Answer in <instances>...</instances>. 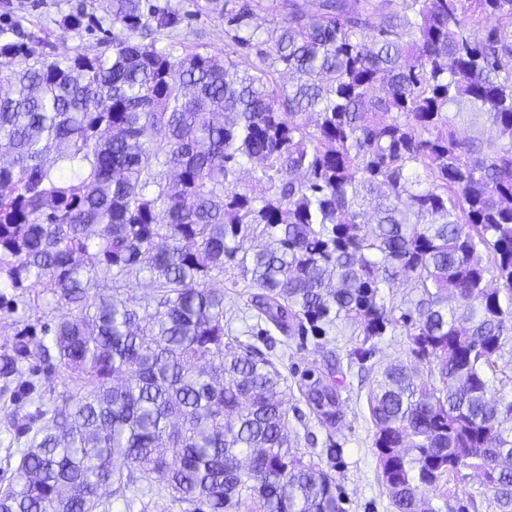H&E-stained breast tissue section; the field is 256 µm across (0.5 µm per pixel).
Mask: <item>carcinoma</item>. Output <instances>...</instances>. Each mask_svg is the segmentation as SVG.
Masks as SVG:
<instances>
[{
  "instance_id": "cac0c4a2",
  "label": "carcinoma",
  "mask_w": 512,
  "mask_h": 512,
  "mask_svg": "<svg viewBox=\"0 0 512 512\" xmlns=\"http://www.w3.org/2000/svg\"><path fill=\"white\" fill-rule=\"evenodd\" d=\"M258 7L226 11L222 58L143 44L190 16L153 0H109L110 53L48 62L0 41V423L18 458L0 512L154 494L181 512H345L335 476L294 451L287 378L225 333L211 282L229 269L265 334L354 321L365 361L400 327L428 363L368 393L395 512L429 492L478 512L467 467L512 512V400L488 396L512 341V0H288L263 39ZM252 49L261 66L239 67ZM463 112L496 135L458 138ZM140 272L151 314L123 290ZM400 278L417 296L397 304ZM299 391L334 427L333 386Z\"/></svg>"
}]
</instances>
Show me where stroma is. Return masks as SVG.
<instances>
[{
    "label": "stroma",
    "mask_w": 512,
    "mask_h": 512,
    "mask_svg": "<svg viewBox=\"0 0 512 512\" xmlns=\"http://www.w3.org/2000/svg\"><path fill=\"white\" fill-rule=\"evenodd\" d=\"M105 5V0H0V30L23 48L53 58L76 49L89 54L108 51L112 48V24ZM80 8L91 15L93 29L76 37L65 30L63 20ZM226 44L220 6L198 11L173 37L156 39L157 49L175 56L193 50L220 56ZM361 341L352 327L341 324L324 339L273 335L270 354L283 360L282 372L289 385L313 374L336 386L340 418L335 427L323 426L297 392L288 398V424L298 435L306 459L333 470L346 512H393L372 447L374 427L366 394L373 373L386 365L400 362L421 376L426 375L427 365L411 354L401 331L375 339V351L362 365L348 358ZM332 441L339 448L334 458L327 455Z\"/></svg>",
    "instance_id": "35a3bbf8"
}]
</instances>
